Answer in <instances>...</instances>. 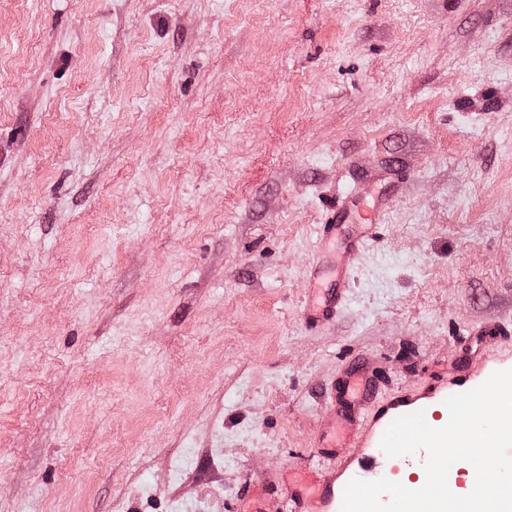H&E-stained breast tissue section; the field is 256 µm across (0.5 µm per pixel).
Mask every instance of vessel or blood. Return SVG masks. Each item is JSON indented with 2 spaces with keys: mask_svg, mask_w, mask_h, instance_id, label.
I'll list each match as a JSON object with an SVG mask.
<instances>
[{
  "mask_svg": "<svg viewBox=\"0 0 512 512\" xmlns=\"http://www.w3.org/2000/svg\"><path fill=\"white\" fill-rule=\"evenodd\" d=\"M359 190L347 192L337 203L331 217L318 231L320 250L331 253L333 261L319 272L310 285L305 318L318 324L333 318L345 301L355 261L366 244L379 235L380 209L361 214ZM330 405L337 411L336 421L328 422L315 445L321 454L338 457L342 447L336 442L337 426L355 428L373 402V379L361 369L343 373L327 393ZM345 485L327 474L312 471L289 480L288 505L291 512H341Z\"/></svg>",
  "mask_w": 512,
  "mask_h": 512,
  "instance_id": "b4317fda",
  "label": "vessel or blood"
}]
</instances>
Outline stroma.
I'll return each mask as SVG.
<instances>
[{
  "instance_id": "obj_1",
  "label": "stroma",
  "mask_w": 512,
  "mask_h": 512,
  "mask_svg": "<svg viewBox=\"0 0 512 512\" xmlns=\"http://www.w3.org/2000/svg\"><path fill=\"white\" fill-rule=\"evenodd\" d=\"M355 180L383 226L311 325ZM505 319L512 0H0V512H288L345 362L379 409L477 385Z\"/></svg>"
}]
</instances>
